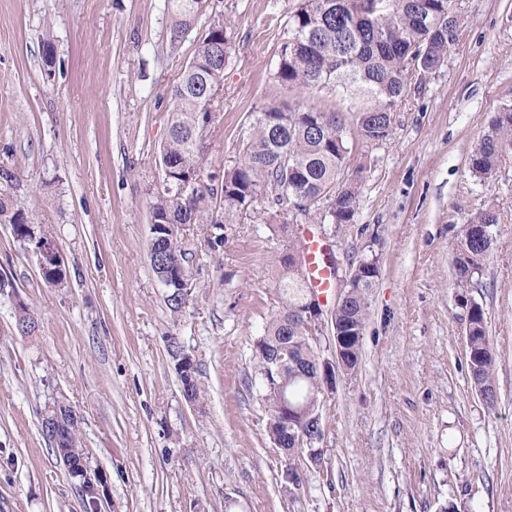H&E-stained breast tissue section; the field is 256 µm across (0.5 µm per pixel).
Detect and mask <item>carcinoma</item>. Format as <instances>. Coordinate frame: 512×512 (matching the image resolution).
I'll use <instances>...</instances> for the list:
<instances>
[{
	"mask_svg": "<svg viewBox=\"0 0 512 512\" xmlns=\"http://www.w3.org/2000/svg\"><path fill=\"white\" fill-rule=\"evenodd\" d=\"M449 0H380L377 15L364 13V0H302L288 18V39L281 47L274 78L287 91L312 90L332 96L335 107L326 110L315 104L294 107L266 106L251 113L243 134L244 160L238 167L200 178L206 157V141L198 130L217 122L215 94L224 83V69L230 57V36L220 22L209 27L170 95V126L159 153V162L169 168L170 178L154 188L149 240L154 249L150 259L153 272L167 284L171 259L193 258L186 248L183 225L202 226L204 246L210 257L223 265L224 221L214 217L246 212L261 199L278 204L298 195L304 204L293 219L311 218L330 224L338 232L353 223L359 196L357 181L346 178V162L352 151L351 131L358 139L380 142L391 134V112L402 100L412 74L437 72L458 38L448 30H460V18L450 19ZM173 18L171 42L180 43L193 28L203 0H169ZM512 155V105L497 112L488 130L468 159L470 171L488 179L502 160ZM0 223L11 226L14 236L31 243L30 230L40 242L55 244L53 234L28 216L0 200ZM498 223L496 212H477L464 226L453 259L456 277L472 280L494 247L491 227ZM301 248V238L288 235V252L277 262L280 274L275 284L278 308L271 313L264 334L254 342L255 371L266 374L271 360L289 348L293 362L274 376L285 387L288 404L300 407L319 402V379L310 371L317 352L308 332L298 321L304 286L292 267L290 252ZM359 271L346 303L331 313V323L353 337L351 368L359 360L368 315L367 292L379 275L377 260L361 258L351 265ZM17 325L26 335L38 324L28 307L18 305ZM468 365L475 390L489 408L495 407L493 382L495 359L486 334L484 312L474 304L468 314ZM197 364L179 373L183 397L201 403ZM267 416V434L272 444L285 439L287 427L279 395L262 390ZM60 413L57 447L76 446L78 420L69 408Z\"/></svg>",
	"mask_w": 512,
	"mask_h": 512,
	"instance_id": "obj_1",
	"label": "carcinoma"
}]
</instances>
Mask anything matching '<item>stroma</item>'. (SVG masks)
I'll return each mask as SVG.
<instances>
[{"instance_id": "stroma-1", "label": "stroma", "mask_w": 512, "mask_h": 512, "mask_svg": "<svg viewBox=\"0 0 512 512\" xmlns=\"http://www.w3.org/2000/svg\"><path fill=\"white\" fill-rule=\"evenodd\" d=\"M302 0H206L170 41L168 0H0V196L49 227L67 284L41 277L33 248L0 224V512H85L78 481L41 433L53 403L81 418L101 512H512V157L489 179L468 156L512 104V0H459V39L413 78L382 142H357L352 224L329 237L341 263L378 260L355 370L321 397L320 465L307 491L281 480L254 369L276 306L290 203L226 225L224 264L185 229L194 288L182 312L150 266L151 192L168 133V90L214 20L231 56L206 139V172L243 159L258 109L299 100L273 78ZM53 53L54 70L44 58ZM491 208L494 249L473 280L453 268L464 225ZM25 304L35 335L16 325ZM479 304L498 400L474 389L465 338ZM192 352L204 391L186 401L167 351Z\"/></svg>"}]
</instances>
